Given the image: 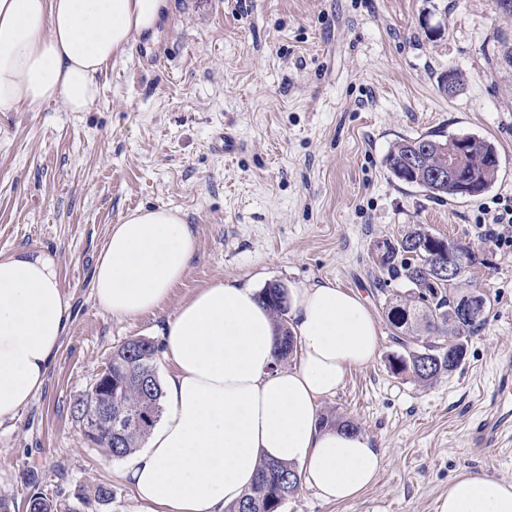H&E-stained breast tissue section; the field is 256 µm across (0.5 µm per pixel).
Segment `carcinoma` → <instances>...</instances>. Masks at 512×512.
<instances>
[{
    "mask_svg": "<svg viewBox=\"0 0 512 512\" xmlns=\"http://www.w3.org/2000/svg\"><path fill=\"white\" fill-rule=\"evenodd\" d=\"M461 158L468 182L488 189L496 180L499 157L495 146L471 135H458L446 140L420 135L395 142L385 156L384 164L396 179L416 186L435 200L456 199L469 195L463 180L434 173L448 169V162ZM386 255L373 257L379 272L378 283L387 294V318L395 331L393 339L402 352L390 357L391 370L408 374L423 384H430L452 373L462 363L469 341L484 321L486 299L476 289L460 290L463 281L432 277L438 264L459 260L463 273L485 264L480 249L471 243L438 237L419 224L403 229L398 236L387 238ZM262 302L269 309L281 332L280 357L292 355L297 338L288 327V299L284 289L270 283L261 291ZM466 302L469 315L458 318V307ZM126 358L128 368L112 365V396L119 397L124 411L137 417V426L129 430L119 447L109 444L108 430L100 427L97 434L84 430L80 409L88 408L91 393L84 392L74 403L73 412L83 437L102 448L114 459L129 456L149 436L163 413L161 384L156 374L158 347L145 339L128 341L112 351ZM33 491L27 496V512H61V504L40 488L37 473H32ZM301 480L295 468L275 462L261 464L255 482L225 512H282L286 502L299 490ZM112 499V488L97 485L84 495V504H100Z\"/></svg>",
    "mask_w": 512,
    "mask_h": 512,
    "instance_id": "carcinoma-1",
    "label": "carcinoma"
}]
</instances>
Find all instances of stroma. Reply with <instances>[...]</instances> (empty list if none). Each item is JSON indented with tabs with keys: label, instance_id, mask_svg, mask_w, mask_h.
<instances>
[{
	"label": "stroma",
	"instance_id": "stroma-1",
	"mask_svg": "<svg viewBox=\"0 0 512 512\" xmlns=\"http://www.w3.org/2000/svg\"><path fill=\"white\" fill-rule=\"evenodd\" d=\"M511 49L512 16L492 0H170L159 39L110 64L89 111L0 112V251L54 252L74 312L42 392L0 419V496L22 501L34 470L72 512H135L125 460L83 439L73 404L113 349L158 339L196 289L227 279L330 280L360 293L379 329L374 360L320 407L358 423L381 472L346 503L300 487L284 512H437L459 473L512 481V437L481 456L466 447L512 352V248L479 227L512 207ZM451 67L462 86L450 97L437 78ZM221 131L233 152L214 149ZM427 132L493 142L492 187L438 202L393 178L389 146ZM151 206L184 214L195 258L161 310L109 316L92 299L95 260L111 225ZM410 224L486 258L467 276L487 297L485 321L462 366L428 387L390 369L399 345L371 257ZM99 483L111 503L80 504L78 490Z\"/></svg>",
	"mask_w": 512,
	"mask_h": 512
}]
</instances>
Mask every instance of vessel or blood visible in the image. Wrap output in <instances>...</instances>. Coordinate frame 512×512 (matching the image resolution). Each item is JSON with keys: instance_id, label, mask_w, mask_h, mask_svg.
Wrapping results in <instances>:
<instances>
[{"instance_id": "1", "label": "vessel or blood", "mask_w": 512, "mask_h": 512, "mask_svg": "<svg viewBox=\"0 0 512 512\" xmlns=\"http://www.w3.org/2000/svg\"><path fill=\"white\" fill-rule=\"evenodd\" d=\"M512 432V354L499 365L490 394V409L469 430L467 445L474 451L495 447L502 433Z\"/></svg>"}]
</instances>
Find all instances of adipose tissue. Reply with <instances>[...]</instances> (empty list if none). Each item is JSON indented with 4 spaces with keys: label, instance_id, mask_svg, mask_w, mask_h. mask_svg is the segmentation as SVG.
<instances>
[{
    "label": "adipose tissue",
    "instance_id": "ef3b65f1",
    "mask_svg": "<svg viewBox=\"0 0 512 512\" xmlns=\"http://www.w3.org/2000/svg\"><path fill=\"white\" fill-rule=\"evenodd\" d=\"M168 0H0V112L61 102L85 112L110 62L156 38ZM196 241L184 215L137 208L112 225L91 277L104 313L158 310L186 276ZM54 253L0 251V419L42 391L72 323ZM288 321L295 363L258 291L236 280L198 289L163 326L165 411L123 471L138 512H224L261 460L296 468L328 502L372 484L383 455L369 438L322 425L321 399L372 362L376 322L362 296L325 281L294 289ZM438 512H512V482L461 474Z\"/></svg>",
    "mask_w": 512,
    "mask_h": 512
}]
</instances>
